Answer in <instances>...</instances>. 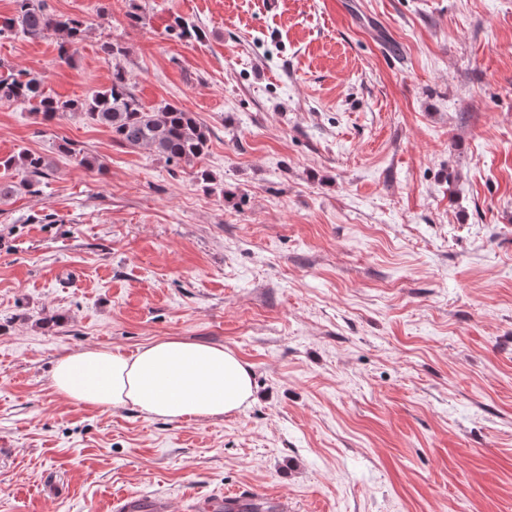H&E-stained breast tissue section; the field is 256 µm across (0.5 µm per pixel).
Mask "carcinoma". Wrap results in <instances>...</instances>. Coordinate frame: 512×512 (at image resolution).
I'll list each match as a JSON object with an SVG mask.
<instances>
[{
  "label": "carcinoma",
  "mask_w": 512,
  "mask_h": 512,
  "mask_svg": "<svg viewBox=\"0 0 512 512\" xmlns=\"http://www.w3.org/2000/svg\"><path fill=\"white\" fill-rule=\"evenodd\" d=\"M15 13L0 20V38L20 32L30 39H41L50 31L62 32L71 44L81 39L84 21L46 11L40 0H15ZM0 102L20 103L52 120L80 111L91 122L107 127L112 140L127 147L146 150L169 163L193 166L207 149L208 130L196 114L166 103L147 109L130 88L126 72L117 67L110 86L92 92L82 102L61 100L47 95L41 79L19 70L0 75ZM0 168L12 170L18 180L0 182V200L18 192L36 195L38 186L49 176L50 161L25 149L0 160Z\"/></svg>",
  "instance_id": "1"
}]
</instances>
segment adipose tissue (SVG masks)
Returning a JSON list of instances; mask_svg holds the SVG:
<instances>
[{
    "instance_id": "ef3b65f1",
    "label": "adipose tissue",
    "mask_w": 512,
    "mask_h": 512,
    "mask_svg": "<svg viewBox=\"0 0 512 512\" xmlns=\"http://www.w3.org/2000/svg\"><path fill=\"white\" fill-rule=\"evenodd\" d=\"M253 375L231 350L169 337L128 355L86 349L59 357L52 387L93 409L133 407L150 418L209 419L247 406Z\"/></svg>"
}]
</instances>
